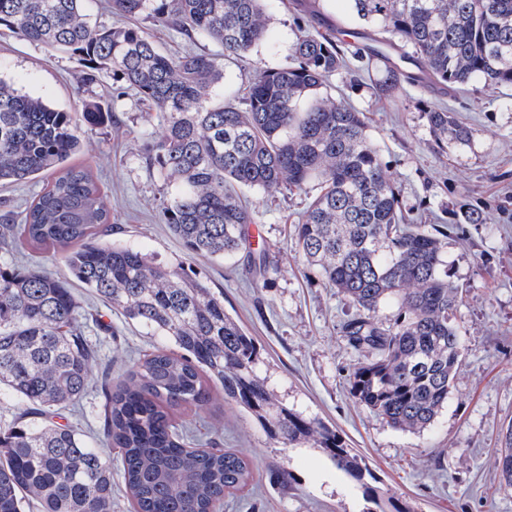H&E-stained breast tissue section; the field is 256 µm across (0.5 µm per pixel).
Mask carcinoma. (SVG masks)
<instances>
[{"instance_id": "obj_1", "label": "carcinoma", "mask_w": 512, "mask_h": 512, "mask_svg": "<svg viewBox=\"0 0 512 512\" xmlns=\"http://www.w3.org/2000/svg\"><path fill=\"white\" fill-rule=\"evenodd\" d=\"M84 0H0V27L30 43L70 52L80 78L120 75L160 115L151 146L163 181L176 187L162 221L190 253L238 256L245 271L276 270L252 244L257 214L240 190L283 186L309 196L295 225L298 252L350 303L341 333L370 358L349 376L350 395L395 430L423 432L448 402L464 351L452 316L441 232L406 219L398 190L368 133L364 113L336 99L328 79L351 61L376 68L390 97L430 79L451 88L474 80L512 85V0H351L338 27L299 31L291 61L254 72L242 93L214 97L224 69L210 54L159 49L132 20L150 16L191 42L244 57L264 41V0H108L117 21H90ZM110 114L97 103L57 110L0 80V184L54 175L16 221L0 216V249L52 250L80 282L157 347L126 376L100 385L103 438L117 459L133 512H214L250 484V462L219 439L195 443L172 411L202 406L206 382L246 410L265 435L313 448L350 481L366 512H417L379 486L365 458L335 430L288 406L269 386L254 339L224 310V295L181 267L130 246L106 245L110 211L90 169L70 165L85 128ZM438 144H466L452 112H427ZM397 307L393 320L376 317ZM67 282L37 268H0V386L23 407L0 423V512H112V459L76 429L53 421L86 393L99 359ZM497 490L512 492V423L495 458Z\"/></svg>"}]
</instances>
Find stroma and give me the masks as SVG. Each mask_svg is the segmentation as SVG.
Returning <instances> with one entry per match:
<instances>
[{
  "instance_id": "35a3bbf8",
  "label": "stroma",
  "mask_w": 512,
  "mask_h": 512,
  "mask_svg": "<svg viewBox=\"0 0 512 512\" xmlns=\"http://www.w3.org/2000/svg\"><path fill=\"white\" fill-rule=\"evenodd\" d=\"M304 0H267L268 38L259 54L223 63L226 82L247 84L256 68L285 64L298 30L319 23ZM140 25L162 50L219 53L218 45L188 42L174 28L144 17ZM82 70L68 53L18 38L0 29V78L54 107L71 112L87 100L112 114L109 125L85 130L78 164L90 165L107 190L112 231L108 242L127 245L158 262L192 271L224 294V308L260 350L277 395L305 415L332 427L348 447L365 455L384 487L411 499L419 512H512V494L495 489L493 458L512 423V86L477 82L469 92L442 93L422 84L405 85L396 97H378L369 79L341 71L328 84L333 95L365 112L369 133L415 221L443 229V259L461 304L453 321L464 340V355L447 404L433 427L413 434L392 429L349 393L348 378L367 354L340 334L352 313L347 300L325 287L293 243L307 196L281 187L248 193L258 210L259 234L275 256L269 280L250 281L236 260L190 254L160 221L168 188L148 157L162 127L128 84L116 75L96 85L79 81ZM442 105L469 126L467 144L439 149L426 118ZM479 211L484 221L465 224L461 209ZM35 267L69 280L83 310L91 313L85 334L96 343L101 365L120 378L160 344L127 322L78 281L60 255L0 250V267ZM111 325L104 334L98 323ZM102 400L90 385L63 421L102 447ZM176 423L190 425L200 438L219 434L225 447L249 457L254 480L226 497L221 512H361L344 478L317 451H298L270 441L259 426L219 388H211L201 409H178ZM283 463L296 481L274 485L271 466Z\"/></svg>"
}]
</instances>
